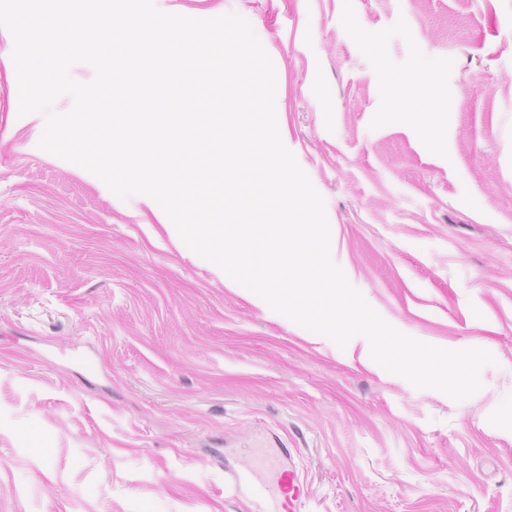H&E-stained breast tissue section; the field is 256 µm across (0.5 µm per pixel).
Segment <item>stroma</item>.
<instances>
[{
	"mask_svg": "<svg viewBox=\"0 0 512 512\" xmlns=\"http://www.w3.org/2000/svg\"><path fill=\"white\" fill-rule=\"evenodd\" d=\"M246 18L335 263L391 325L490 351L462 402L196 262L41 150L0 27V512H512V0H155ZM87 356L92 370L76 363ZM285 477H288V492L293 491L292 496H288V511H292L295 508V502H299L302 497L301 485L295 471L280 469V476L276 484L269 487L264 483H260L255 485L253 489L259 495L271 492L275 498L278 490L282 488Z\"/></svg>",
	"mask_w": 512,
	"mask_h": 512,
	"instance_id": "stroma-1",
	"label": "stroma"
}]
</instances>
